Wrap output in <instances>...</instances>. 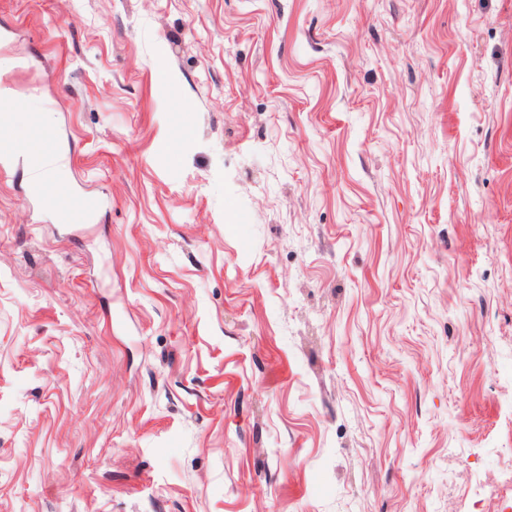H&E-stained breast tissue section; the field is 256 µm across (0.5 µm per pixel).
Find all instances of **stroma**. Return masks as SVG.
Returning <instances> with one entry per match:
<instances>
[{"mask_svg":"<svg viewBox=\"0 0 512 512\" xmlns=\"http://www.w3.org/2000/svg\"><path fill=\"white\" fill-rule=\"evenodd\" d=\"M0 512H512V0H0ZM27 121L30 126L32 141H39V145H35L32 149L35 150V166L33 176V187L35 182L44 180L49 171L60 161L62 153L55 146H48L45 144L39 134V120L37 114L27 116ZM60 191L66 199L63 212L67 219L82 222L90 219L98 210V201L94 197L74 194L65 186H60Z\"/></svg>","mask_w":512,"mask_h":512,"instance_id":"1","label":"stroma"}]
</instances>
